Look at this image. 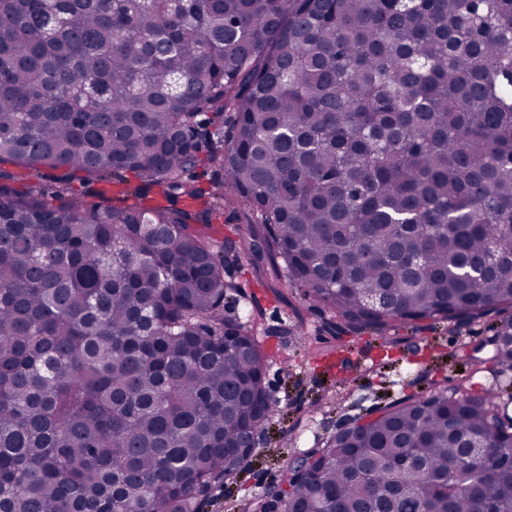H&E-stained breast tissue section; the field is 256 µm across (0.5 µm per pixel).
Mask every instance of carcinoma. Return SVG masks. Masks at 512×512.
<instances>
[{"mask_svg": "<svg viewBox=\"0 0 512 512\" xmlns=\"http://www.w3.org/2000/svg\"><path fill=\"white\" fill-rule=\"evenodd\" d=\"M2 163L57 175L0 169V512H197L276 407L225 208L383 361L512 308V0H0ZM484 369L285 461L279 508L512 512V466L453 472L512 451Z\"/></svg>", "mask_w": 512, "mask_h": 512, "instance_id": "cac0c4a2", "label": "carcinoma"}]
</instances>
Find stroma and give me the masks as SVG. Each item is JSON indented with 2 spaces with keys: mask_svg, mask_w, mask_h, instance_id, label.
<instances>
[{
  "mask_svg": "<svg viewBox=\"0 0 512 512\" xmlns=\"http://www.w3.org/2000/svg\"><path fill=\"white\" fill-rule=\"evenodd\" d=\"M226 278L262 317L256 336L273 361L266 385L276 411L237 478L200 495L202 512H237L248 498L278 483L286 459L321 448L336 432L392 401L433 388L453 389L468 369V357L494 336L501 315H489L449 332L418 323L398 330L388 364H379L370 335L338 337L326 314L289 289L273 292L237 251L226 252Z\"/></svg>",
  "mask_w": 512,
  "mask_h": 512,
  "instance_id": "stroma-1",
  "label": "stroma"
}]
</instances>
